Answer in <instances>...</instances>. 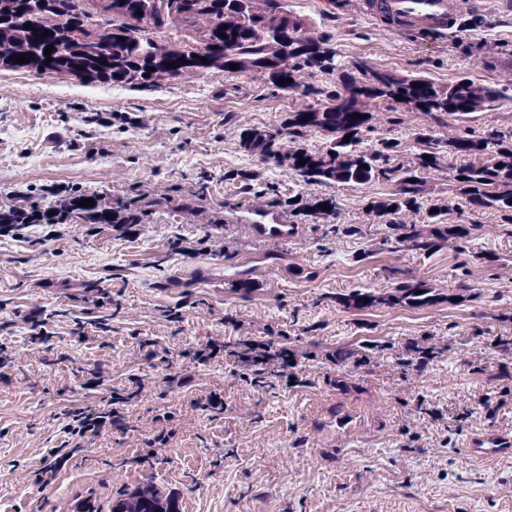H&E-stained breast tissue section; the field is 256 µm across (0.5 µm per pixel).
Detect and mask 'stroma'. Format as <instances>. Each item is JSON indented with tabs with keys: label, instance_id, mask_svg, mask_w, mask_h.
Returning a JSON list of instances; mask_svg holds the SVG:
<instances>
[{
	"label": "stroma",
	"instance_id": "1",
	"mask_svg": "<svg viewBox=\"0 0 512 512\" xmlns=\"http://www.w3.org/2000/svg\"><path fill=\"white\" fill-rule=\"evenodd\" d=\"M288 7L337 62L512 86V8L501 0H467L450 37L395 31L361 0ZM312 105L245 73L141 90L0 70V201L78 186L145 214L0 235V512L105 508L146 482L178 496L181 512H512V462L462 448L487 430L512 435V354L493 347L512 338V265L499 263L512 233L435 171L400 221L423 224L436 205L445 223L475 230L460 248L395 253L385 218L367 209L391 185L308 187L240 147L242 129L280 127ZM373 114L368 145L397 139L400 164L419 151V129L449 134L405 105ZM297 195L333 199L337 213L313 222L289 208ZM260 210L282 214L295 237L250 239L243 225ZM247 267L257 273L245 292L230 273ZM400 278L438 301L345 303L358 288L391 294ZM213 340L288 346L298 385L271 372L267 388L231 361L194 359ZM116 393L121 422L74 443L68 408L106 411Z\"/></svg>",
	"mask_w": 512,
	"mask_h": 512
}]
</instances>
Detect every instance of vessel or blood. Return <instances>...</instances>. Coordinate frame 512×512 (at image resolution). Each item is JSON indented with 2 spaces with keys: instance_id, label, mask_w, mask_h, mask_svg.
Here are the masks:
<instances>
[{
  "instance_id": "1",
  "label": "vessel or blood",
  "mask_w": 512,
  "mask_h": 512,
  "mask_svg": "<svg viewBox=\"0 0 512 512\" xmlns=\"http://www.w3.org/2000/svg\"><path fill=\"white\" fill-rule=\"evenodd\" d=\"M462 0H363L371 18L407 32L449 35L460 25ZM248 234L257 240L285 243L295 228L283 217L266 213L247 225ZM468 455L480 461L512 459V436L488 431L472 436L466 443Z\"/></svg>"
}]
</instances>
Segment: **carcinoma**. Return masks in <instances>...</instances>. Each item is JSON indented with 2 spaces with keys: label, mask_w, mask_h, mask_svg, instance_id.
<instances>
[{
  "label": "carcinoma",
  "mask_w": 512,
  "mask_h": 512,
  "mask_svg": "<svg viewBox=\"0 0 512 512\" xmlns=\"http://www.w3.org/2000/svg\"><path fill=\"white\" fill-rule=\"evenodd\" d=\"M301 22L284 26L283 20ZM31 24V29L24 24ZM309 22L288 10V0H0V65L78 79L111 81L130 87H160L177 78L203 73H250L283 91H301L319 107L291 112L276 129L246 128L240 146L273 162L308 186H340L385 179L395 183L392 197L371 201L368 209L395 216L419 207L423 174L448 168L452 190L476 209L493 208L512 223V130L469 126L476 114L512 110V88L476 82L469 74L440 85L425 75L398 74L369 67L358 59L336 71V53L306 34ZM51 35L43 36L44 31ZM226 38H221V35ZM49 56H44L48 45ZM29 62L20 64L16 57ZM51 58L47 65L46 58ZM207 61H202V58ZM236 69H230V65ZM338 73L336 89L299 81L305 70ZM286 79L285 84L278 80ZM404 104L439 124L456 125L445 141L426 131L415 133L423 149L409 168L393 165L399 143L382 138L361 149L372 130L371 103ZM359 117H353V114ZM328 138L323 149L306 148V137ZM349 142H344L345 135ZM430 160H424V156ZM462 163L452 165L450 159ZM305 164H299V161ZM86 198L95 200L79 206ZM108 193L69 192L48 204L0 202V229L27 224H140L144 213L120 204ZM441 213H427L436 228L425 235L415 224L393 219L397 249L433 252L470 235L467 224H440ZM435 300L421 281L400 282L394 293L377 296L356 289L346 301L362 310L377 304L428 305ZM110 512H180L178 500L146 483L112 500Z\"/></svg>",
  "instance_id": "cac0c4a2"
}]
</instances>
